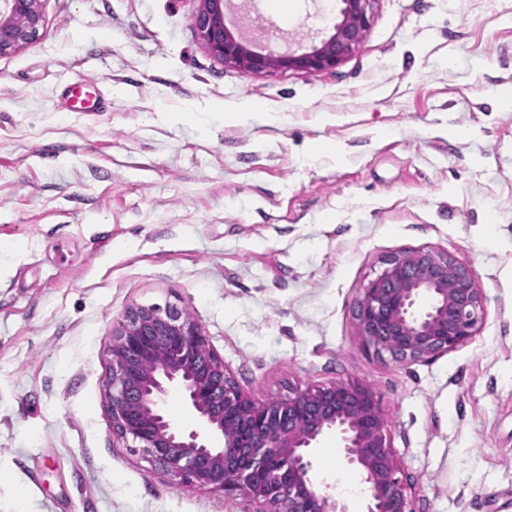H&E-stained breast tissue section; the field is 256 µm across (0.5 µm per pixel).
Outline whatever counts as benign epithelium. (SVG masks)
I'll return each instance as SVG.
<instances>
[{
    "label": "benign epithelium",
    "instance_id": "1",
    "mask_svg": "<svg viewBox=\"0 0 512 512\" xmlns=\"http://www.w3.org/2000/svg\"><path fill=\"white\" fill-rule=\"evenodd\" d=\"M43 0H0V56L32 44L44 26ZM197 38L246 75L336 68L364 40L374 0H340L336 21L308 48L278 53L227 23L231 0H199ZM484 299L464 262L429 249L384 260L354 309L366 350L410 364L476 339ZM105 384L112 431L170 481L241 497L254 512H350L348 500L315 474L312 449L326 432L361 486L362 512H415L388 439L380 396L358 381L256 399L227 372L200 325L186 313L129 308L112 329ZM178 392L195 420H172L164 398Z\"/></svg>",
    "mask_w": 512,
    "mask_h": 512
}]
</instances>
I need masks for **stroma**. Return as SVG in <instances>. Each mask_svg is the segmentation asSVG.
I'll return each instance as SVG.
<instances>
[{
    "label": "stroma",
    "mask_w": 512,
    "mask_h": 512,
    "mask_svg": "<svg viewBox=\"0 0 512 512\" xmlns=\"http://www.w3.org/2000/svg\"><path fill=\"white\" fill-rule=\"evenodd\" d=\"M253 2L241 22L285 46L326 25L323 0ZM198 5L46 0L0 56V512H252L113 434L107 350L135 305L185 310L253 397L369 384L414 512H512V0H375L336 69L251 76L202 46ZM83 77L103 109L61 99ZM419 248L466 261L485 319L402 364L363 350L353 308ZM316 459L347 494L335 434Z\"/></svg>",
    "instance_id": "obj_1"
}]
</instances>
